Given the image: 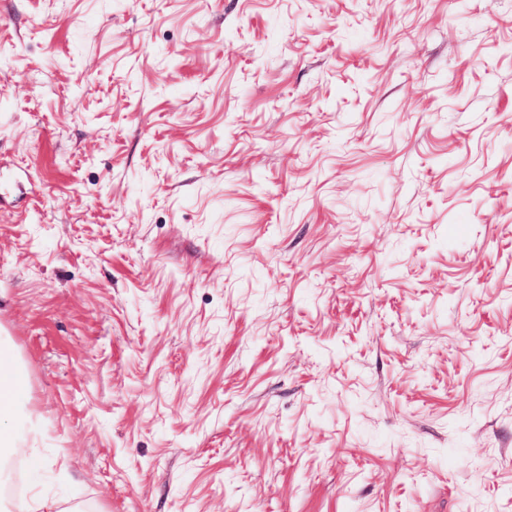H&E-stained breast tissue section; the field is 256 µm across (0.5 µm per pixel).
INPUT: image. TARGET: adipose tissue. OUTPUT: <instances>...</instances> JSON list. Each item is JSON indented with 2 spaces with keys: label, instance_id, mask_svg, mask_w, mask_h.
Instances as JSON below:
<instances>
[{
  "label": "adipose tissue",
  "instance_id": "1",
  "mask_svg": "<svg viewBox=\"0 0 512 512\" xmlns=\"http://www.w3.org/2000/svg\"><path fill=\"white\" fill-rule=\"evenodd\" d=\"M22 387L23 376L14 354L8 346L0 344V475L13 457L25 452V440L14 421V408Z\"/></svg>",
  "mask_w": 512,
  "mask_h": 512
}]
</instances>
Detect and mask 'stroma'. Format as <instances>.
<instances>
[{
  "label": "stroma",
  "mask_w": 512,
  "mask_h": 512,
  "mask_svg": "<svg viewBox=\"0 0 512 512\" xmlns=\"http://www.w3.org/2000/svg\"><path fill=\"white\" fill-rule=\"evenodd\" d=\"M0 331L58 512H512V0H0Z\"/></svg>",
  "instance_id": "35a3bbf8"
}]
</instances>
